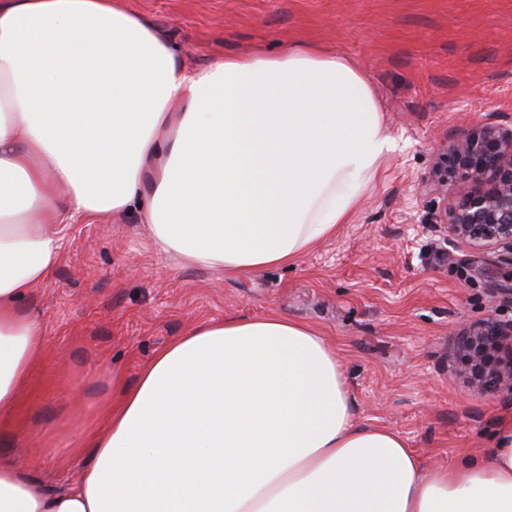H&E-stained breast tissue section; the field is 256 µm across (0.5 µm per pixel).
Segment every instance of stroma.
Listing matches in <instances>:
<instances>
[{
  "mask_svg": "<svg viewBox=\"0 0 512 512\" xmlns=\"http://www.w3.org/2000/svg\"><path fill=\"white\" fill-rule=\"evenodd\" d=\"M190 67L301 43L349 58L372 81L397 151L349 223L294 264L231 276L157 249L137 210L56 226L52 278L27 300L45 363L19 396L0 453L59 492L86 433L112 408V376L135 381L191 326L275 312L335 349L366 425L406 438L430 467L489 446L512 392L472 386L455 353L466 327L512 321V265L449 240L434 222L440 150L476 123L512 125V0H130Z\"/></svg>",
  "mask_w": 512,
  "mask_h": 512,
  "instance_id": "obj_1",
  "label": "stroma"
}]
</instances>
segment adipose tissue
<instances>
[{
  "mask_svg": "<svg viewBox=\"0 0 512 512\" xmlns=\"http://www.w3.org/2000/svg\"><path fill=\"white\" fill-rule=\"evenodd\" d=\"M397 148L368 78L292 48L190 69L127 0H0V427L43 353L22 304L48 225L137 209L155 246L233 274L348 223ZM64 493L0 461V512H512V424L430 469L358 422L333 349L277 313L201 322L112 381Z\"/></svg>",
  "mask_w": 512,
  "mask_h": 512,
  "instance_id": "adipose-tissue-1",
  "label": "adipose tissue"
}]
</instances>
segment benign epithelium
I'll return each instance as SVG.
<instances>
[{"mask_svg":"<svg viewBox=\"0 0 512 512\" xmlns=\"http://www.w3.org/2000/svg\"><path fill=\"white\" fill-rule=\"evenodd\" d=\"M433 190L456 197L435 223L454 239L506 253L512 264V127L484 122L449 145ZM459 352L474 386L512 391V323H483L463 337Z\"/></svg>","mask_w":512,"mask_h":512,"instance_id":"obj_1","label":"benign epithelium"}]
</instances>
